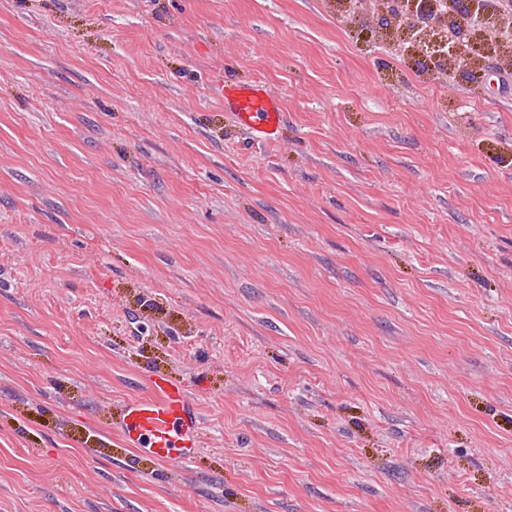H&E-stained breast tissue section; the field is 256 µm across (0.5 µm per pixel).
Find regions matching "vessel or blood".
<instances>
[{
    "instance_id": "1",
    "label": "vessel or blood",
    "mask_w": 512,
    "mask_h": 512,
    "mask_svg": "<svg viewBox=\"0 0 512 512\" xmlns=\"http://www.w3.org/2000/svg\"><path fill=\"white\" fill-rule=\"evenodd\" d=\"M223 94L224 109L236 127L258 142L276 140L284 114L280 98L267 86L228 81ZM197 422L185 391L162 377L151 381L146 398L126 403L120 418L127 444L148 449L165 465L192 459Z\"/></svg>"
}]
</instances>
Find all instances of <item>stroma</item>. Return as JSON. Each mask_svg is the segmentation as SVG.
<instances>
[{
    "instance_id": "1",
    "label": "stroma",
    "mask_w": 512,
    "mask_h": 512,
    "mask_svg": "<svg viewBox=\"0 0 512 512\" xmlns=\"http://www.w3.org/2000/svg\"><path fill=\"white\" fill-rule=\"evenodd\" d=\"M350 0H0V512H512V58ZM281 97L274 142L224 81ZM182 465L126 445L155 377ZM197 422L185 391L162 377L150 382L146 398L126 403L120 418L127 444L148 448L154 459L165 465L192 459Z\"/></svg>"
}]
</instances>
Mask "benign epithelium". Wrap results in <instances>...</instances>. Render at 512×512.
Returning a JSON list of instances; mask_svg holds the SVG:
<instances>
[{"instance_id": "benign-epithelium-1", "label": "benign epithelium", "mask_w": 512, "mask_h": 512, "mask_svg": "<svg viewBox=\"0 0 512 512\" xmlns=\"http://www.w3.org/2000/svg\"><path fill=\"white\" fill-rule=\"evenodd\" d=\"M420 0H356L370 6L387 27L395 24L405 28L413 39L418 56L437 64L441 74L474 82L481 67L475 63L465 38L470 30H482L512 49V0H472L464 17H455L456 32L446 31L448 14L428 12L418 7Z\"/></svg>"}]
</instances>
